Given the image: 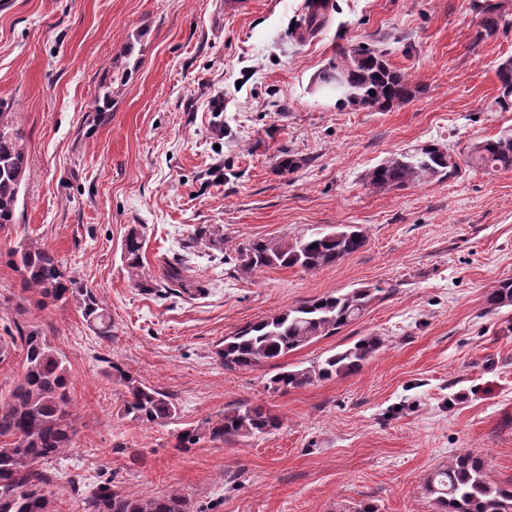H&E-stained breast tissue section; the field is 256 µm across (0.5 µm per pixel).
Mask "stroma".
I'll list each match as a JSON object with an SVG mask.
<instances>
[{
  "label": "stroma",
  "mask_w": 512,
  "mask_h": 512,
  "mask_svg": "<svg viewBox=\"0 0 512 512\" xmlns=\"http://www.w3.org/2000/svg\"><path fill=\"white\" fill-rule=\"evenodd\" d=\"M309 0H0V100L29 157L21 220L0 252L26 241L54 251L112 317V337L76 302L38 308L0 261V331L36 330L65 357L78 432L56 465L59 512L103 473L127 497L178 492L204 512H433L424 485L472 452L512 481V306L487 294L512 279V170L462 165L442 181L395 190L369 169L434 141L467 157L512 129L493 112L512 28L476 42L472 0H326L327 24L298 37ZM375 46L419 85L387 112L340 109L313 80L338 46ZM127 71L112 108L101 79ZM300 161L282 175V153ZM144 235L149 288L123 263L131 226ZM221 226L224 249L196 239ZM361 227L358 253L313 271L227 263L237 245L291 240L315 226ZM182 259L205 289L158 283ZM392 284L365 315L253 370L215 354L240 326L323 295ZM381 346L355 375L272 392L279 369L316 364L355 341ZM114 360L166 392L161 425L121 415ZM241 403L283 420L270 434L175 450L177 433Z\"/></svg>",
  "instance_id": "35a3bbf8"
}]
</instances>
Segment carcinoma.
I'll return each instance as SVG.
<instances>
[{"label": "carcinoma", "instance_id": "1", "mask_svg": "<svg viewBox=\"0 0 512 512\" xmlns=\"http://www.w3.org/2000/svg\"><path fill=\"white\" fill-rule=\"evenodd\" d=\"M483 15L475 42L512 27V17L496 12L487 2L477 3ZM121 75L107 74L95 100L97 111L112 108V84ZM500 93L490 110L512 112V59L497 67ZM317 85L336 94V106L386 111L411 101L417 93L406 75L394 69L385 53L359 46L338 47L316 77ZM469 163L487 170L512 169V131L475 143ZM459 165L446 147L427 142L408 152L388 158L366 174L377 188L405 189L420 182L441 181L453 176ZM28 170L24 133L15 125L9 103L0 101V226L19 222V201ZM212 249L224 247V233L218 228L197 230ZM366 244L363 231L348 225L342 231L308 229L291 241L254 240L236 251L241 272L250 274L264 267H299L312 271L331 266L361 250ZM143 242L138 228H130L124 248V262L137 283H142ZM19 272L22 287L35 292L36 305L74 300L86 322L105 339L112 336V318L100 306L92 289L69 275L48 248L20 243L1 257ZM163 287L179 293L203 291L204 285L189 275L188 267L166 263ZM387 288L366 286L333 293L290 306L281 312L249 323L224 338L215 354L224 368L250 369L339 332L361 318L372 301ZM494 311L512 306V281H503L487 296ZM25 348L23 375L9 395L0 401V512H55L47 493L55 477L49 465L71 447L77 425L71 410L70 376L61 353L36 330L20 334ZM379 339L365 337L340 349L308 368L283 370L270 378L268 389L286 392L318 381L359 373L378 350ZM103 376L126 389L122 414L142 424H165L178 414L176 404L163 391L147 386L116 362ZM280 419L263 406L243 403L224 415L204 421V426L177 435L174 448L181 451L203 439L229 444L240 438L270 434L280 428ZM434 512H512V483L489 478L481 458L464 453L453 464L435 471L425 483ZM83 512H191L189 501L171 492L129 498L112 490L104 479L84 498Z\"/></svg>", "mask_w": 512, "mask_h": 512}]
</instances>
